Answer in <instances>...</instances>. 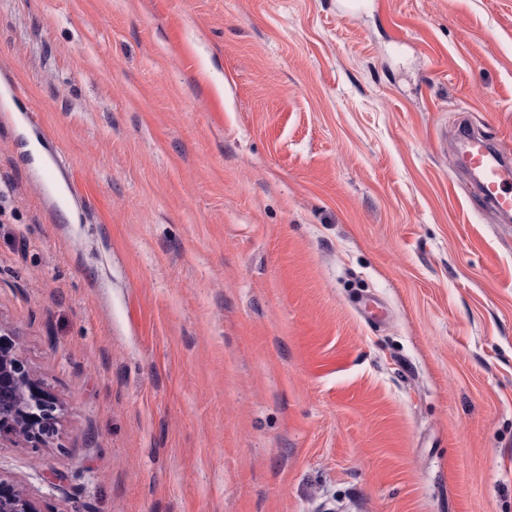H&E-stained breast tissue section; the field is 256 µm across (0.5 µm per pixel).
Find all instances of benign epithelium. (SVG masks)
<instances>
[{
  "instance_id": "1",
  "label": "benign epithelium",
  "mask_w": 512,
  "mask_h": 512,
  "mask_svg": "<svg viewBox=\"0 0 512 512\" xmlns=\"http://www.w3.org/2000/svg\"><path fill=\"white\" fill-rule=\"evenodd\" d=\"M11 335L0 321V446L46 448L57 431L60 402L35 376ZM8 485L13 494L0 496V512H41L36 500L0 471V486Z\"/></svg>"
}]
</instances>
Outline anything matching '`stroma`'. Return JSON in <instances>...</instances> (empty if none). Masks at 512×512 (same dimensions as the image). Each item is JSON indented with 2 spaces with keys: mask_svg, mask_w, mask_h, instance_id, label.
<instances>
[{
  "mask_svg": "<svg viewBox=\"0 0 512 512\" xmlns=\"http://www.w3.org/2000/svg\"><path fill=\"white\" fill-rule=\"evenodd\" d=\"M7 84L41 512H512V221L438 141L512 153V0H0Z\"/></svg>",
  "mask_w": 512,
  "mask_h": 512,
  "instance_id": "obj_1",
  "label": "stroma"
}]
</instances>
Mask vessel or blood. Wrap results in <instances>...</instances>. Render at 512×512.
<instances>
[{
  "mask_svg": "<svg viewBox=\"0 0 512 512\" xmlns=\"http://www.w3.org/2000/svg\"><path fill=\"white\" fill-rule=\"evenodd\" d=\"M456 137L474 177V188L485 206L495 212H512V163L474 129L460 126Z\"/></svg>",
  "mask_w": 512,
  "mask_h": 512,
  "instance_id": "b4317fda",
  "label": "vessel or blood"
}]
</instances>
